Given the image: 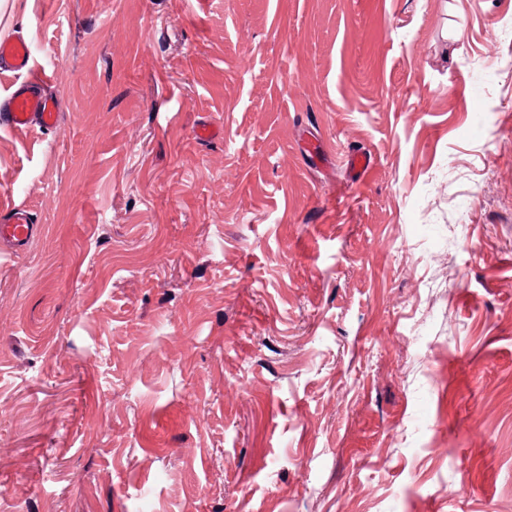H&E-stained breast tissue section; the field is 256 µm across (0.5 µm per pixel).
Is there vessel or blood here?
<instances>
[{"instance_id":"b4317fda","label":"vessel or blood","mask_w":512,"mask_h":512,"mask_svg":"<svg viewBox=\"0 0 512 512\" xmlns=\"http://www.w3.org/2000/svg\"><path fill=\"white\" fill-rule=\"evenodd\" d=\"M31 50L23 37L0 44V70L17 74L28 73ZM46 82L40 77H30L24 85L14 90L0 102V126L13 130L39 127L54 131L61 120L60 103L45 91ZM40 232L28 210L11 208L0 211V245L15 252L24 251Z\"/></svg>"}]
</instances>
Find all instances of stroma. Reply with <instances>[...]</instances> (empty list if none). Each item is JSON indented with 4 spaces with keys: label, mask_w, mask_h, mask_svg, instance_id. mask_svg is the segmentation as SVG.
<instances>
[{
    "label": "stroma",
    "mask_w": 512,
    "mask_h": 512,
    "mask_svg": "<svg viewBox=\"0 0 512 512\" xmlns=\"http://www.w3.org/2000/svg\"><path fill=\"white\" fill-rule=\"evenodd\" d=\"M10 3L0 512H512V0ZM31 50L27 41L17 36L13 42L0 44V70L22 74L29 72ZM46 80L32 77L0 103V126L26 130L37 126L54 131L61 120L60 103L45 91ZM32 215L22 208L0 211V244L13 252H23L40 232L39 224H34Z\"/></svg>",
    "instance_id": "stroma-1"
}]
</instances>
